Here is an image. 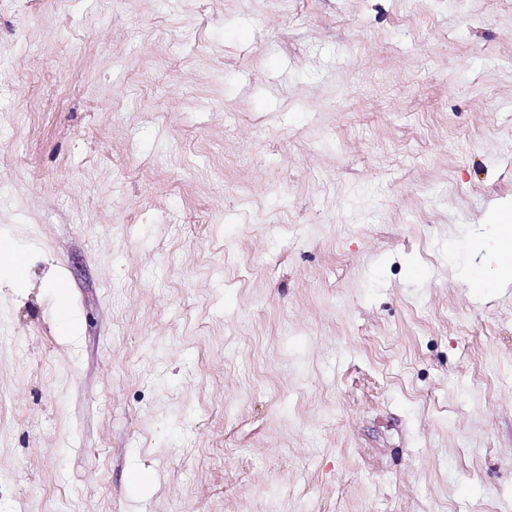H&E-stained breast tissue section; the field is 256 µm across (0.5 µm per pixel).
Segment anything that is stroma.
Segmentation results:
<instances>
[{
	"label": "stroma",
	"instance_id": "35a3bbf8",
	"mask_svg": "<svg viewBox=\"0 0 512 512\" xmlns=\"http://www.w3.org/2000/svg\"><path fill=\"white\" fill-rule=\"evenodd\" d=\"M0 512H512V0H0ZM504 214L498 221L488 224L491 235L484 248L485 256L465 272L470 288H509L512 285V226L503 222Z\"/></svg>",
	"mask_w": 512,
	"mask_h": 512
}]
</instances>
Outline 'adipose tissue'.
<instances>
[{"label":"adipose tissue","mask_w":512,"mask_h":512,"mask_svg":"<svg viewBox=\"0 0 512 512\" xmlns=\"http://www.w3.org/2000/svg\"><path fill=\"white\" fill-rule=\"evenodd\" d=\"M484 248V258L465 273L468 286L487 290L512 286V226L492 223Z\"/></svg>","instance_id":"adipose-tissue-1"}]
</instances>
